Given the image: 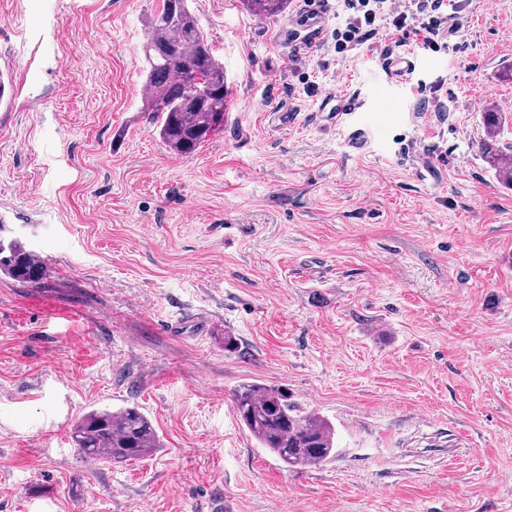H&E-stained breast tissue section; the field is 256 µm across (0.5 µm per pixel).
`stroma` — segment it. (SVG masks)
<instances>
[{
  "mask_svg": "<svg viewBox=\"0 0 512 512\" xmlns=\"http://www.w3.org/2000/svg\"><path fill=\"white\" fill-rule=\"evenodd\" d=\"M160 2L0 0V234L61 269L0 276V512H512V186L480 148L512 0H460L421 96L379 38L337 54L336 0L288 44L307 0H190L228 106L189 157L142 110ZM329 91L360 109L328 117ZM253 381L327 417L335 456L258 448ZM127 405L160 451L82 458L72 425Z\"/></svg>",
  "mask_w": 512,
  "mask_h": 512,
  "instance_id": "1",
  "label": "stroma"
}]
</instances>
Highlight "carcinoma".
Wrapping results in <instances>:
<instances>
[{
  "instance_id": "1",
  "label": "carcinoma",
  "mask_w": 512,
  "mask_h": 512,
  "mask_svg": "<svg viewBox=\"0 0 512 512\" xmlns=\"http://www.w3.org/2000/svg\"><path fill=\"white\" fill-rule=\"evenodd\" d=\"M253 12L274 16L287 0H245ZM144 111L157 117L156 131L172 152L191 156L224 129L228 90L224 63L194 17L189 0H162L150 16L143 44ZM482 154L495 173L512 185V142L503 139L506 115L482 113ZM0 275L30 286L41 284L44 265L20 238L0 237ZM241 424L266 452L291 469L315 468L336 451L335 429L309 412L280 386L244 383L234 394ZM70 439L88 459L123 463L150 456L161 447L157 431L136 406L92 410L71 429Z\"/></svg>"
}]
</instances>
